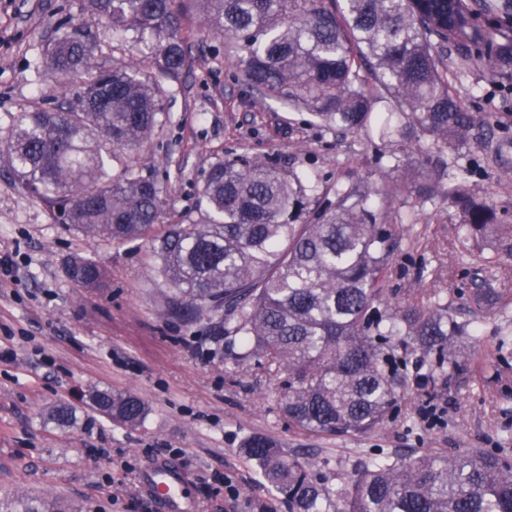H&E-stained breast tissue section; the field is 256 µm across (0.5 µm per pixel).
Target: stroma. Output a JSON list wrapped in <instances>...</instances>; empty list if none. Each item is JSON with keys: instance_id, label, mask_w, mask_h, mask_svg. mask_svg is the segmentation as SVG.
I'll return each instance as SVG.
<instances>
[{"instance_id": "stroma-1", "label": "stroma", "mask_w": 512, "mask_h": 512, "mask_svg": "<svg viewBox=\"0 0 512 512\" xmlns=\"http://www.w3.org/2000/svg\"><path fill=\"white\" fill-rule=\"evenodd\" d=\"M469 21L448 45V78L478 118L468 148L444 154L449 176L499 219L496 273L470 264L457 239V207L404 196L376 199L397 243L387 282L390 303L446 296L462 333L449 337L455 368L429 380L423 353L405 357L406 389L390 420L362 435L303 430L281 408L286 375L251 361L235 365L205 323L170 317L166 290L152 272L148 242L114 246L51 223L45 206L0 160V256L13 257L15 281L0 283V499L22 494L70 504L71 512H291L241 449L263 437L316 463L323 475L348 473L355 461L398 453L512 448V82L495 76L492 47L512 44V12L465 0ZM83 0H0V140L22 113L67 100L46 77L42 56L63 18L84 17ZM184 79L161 94L169 120L144 147L139 168L167 174L168 203L193 207L197 183L214 154L244 155L307 176L320 191L368 181L411 182L419 152L392 168L394 143L376 132L341 134L275 98L256 101L234 49L210 36L195 42ZM95 259L107 285L75 287L69 258ZM501 298L476 307L486 278ZM125 392L147 406L141 423L123 426L97 413L80 394ZM442 404L443 425L420 409ZM75 419L60 423V407ZM181 473L176 507L156 503L151 466Z\"/></svg>"}]
</instances>
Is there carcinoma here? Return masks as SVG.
Wrapping results in <instances>:
<instances>
[{"label":"carcinoma","instance_id":"carcinoma-1","mask_svg":"<svg viewBox=\"0 0 512 512\" xmlns=\"http://www.w3.org/2000/svg\"><path fill=\"white\" fill-rule=\"evenodd\" d=\"M85 10L123 34L154 76L122 57L103 65L88 23H60L43 64L55 82L79 81L74 101L23 113L0 141V157L53 223L117 246L150 242L155 273L169 287L168 314L208 321L236 362L263 360L273 375L286 374L283 412L306 430L365 434L384 424L402 387L395 336L436 355L430 370L446 376L448 337L460 330L448 298L382 305L392 244L374 184L338 185L310 209L318 189L309 178L217 154L199 181V211L171 220L163 182L133 162L168 120L160 84L179 82L186 70L196 41L185 26L191 11L208 34L235 45L258 99L278 97L338 131L374 126L403 146L426 137L439 152L463 147L476 118L443 62L467 24L462 0H85ZM491 65L512 77V44L495 49ZM391 193L453 203L468 256L497 267V255L480 247L496 236L495 213L458 182L425 175ZM65 274L78 288L106 286L89 257L71 258ZM88 398L122 424L146 414L136 396L95 390ZM242 453L293 512H512L505 448L364 462L336 485L265 438ZM0 512L64 510L40 497L0 502Z\"/></svg>","mask_w":512,"mask_h":512}]
</instances>
